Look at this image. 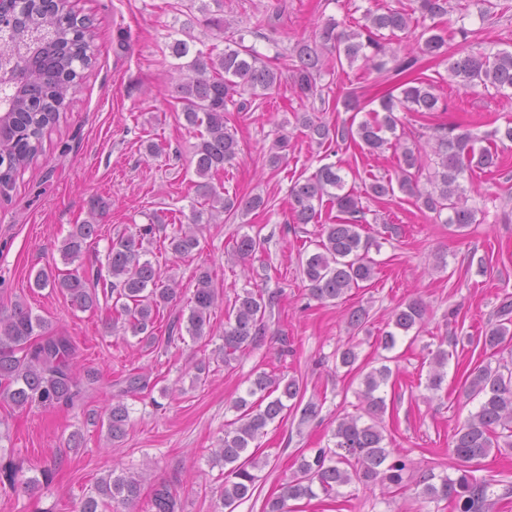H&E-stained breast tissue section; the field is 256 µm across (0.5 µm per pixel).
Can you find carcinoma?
<instances>
[{
  "mask_svg": "<svg viewBox=\"0 0 512 512\" xmlns=\"http://www.w3.org/2000/svg\"><path fill=\"white\" fill-rule=\"evenodd\" d=\"M422 17L431 19L448 15V0H419ZM200 16H193L182 25L189 30L196 25L206 27L224 37L231 22L202 5ZM0 16L6 18L0 26V42L14 45L19 60L11 72L0 76V194L6 195L16 176L26 170L43 154L45 132L56 126L67 112L70 96L89 68L94 57L92 43L85 38L89 19L79 15L70 0H0ZM412 17L398 9L388 8L381 13L370 9L354 30L336 31L331 19L321 29V48L298 41L291 48L289 66L298 95L308 98L318 94L316 83L324 65V54L336 58V64L362 61L364 66L378 72L384 70L390 41L410 31ZM244 37L228 39L222 50L212 47L196 50L191 61L176 64L179 80L173 87L175 99L181 103L186 124L199 129L195 146V182L197 201L191 205L188 223L168 241V250L187 257L199 246L197 226L203 222H223L224 214L243 215L265 206L260 196L246 199L224 193V185L215 180L224 173V165L238 153V140L227 127L225 113L245 112L251 101L248 93L258 97V91H268L281 81V52L265 61L255 48L243 45ZM417 55L393 58L394 70L403 73L415 67L418 56L440 57L447 65L448 79L463 87L481 86L497 92L512 89V51L448 53V34L433 28L423 29L415 37ZM439 97L428 81L407 82L401 98L388 97L381 101L384 115L374 116L357 128L323 123L315 114L296 112L297 125L308 131L311 141L342 142L357 139L368 152L378 153L391 144L386 134H395L398 118L396 107L407 112H436ZM433 154L436 157L427 186L420 185L423 169L421 150L405 147L401 152L395 177H372L365 186L368 198L381 199L399 189L415 200L419 207L444 217V223L460 230L474 223L477 209L468 205L461 181L472 173L496 165L497 151L481 145L483 139L470 130L448 124L434 129ZM288 158V138L275 140L268 163L279 167ZM341 167L334 163L321 166L317 172L290 188L289 205L298 224L315 220L316 205L328 198L336 207V223L322 224L314 240L315 251L299 258V266L308 282L310 296L321 303H334L349 291L363 287L376 274L377 262L370 257L371 240L362 236L364 207L361 196L344 190ZM110 208L102 197L88 201L89 219L72 225L63 239L60 252L66 263L82 255L87 243L98 236V219ZM156 225L145 224L133 233L119 234L109 242L105 263L56 277L41 270L34 279L37 288L52 286L69 297L79 310L98 307V291L112 299V322L108 328L123 331L152 342L160 309L177 295V282L171 275L145 258L143 242L153 238ZM260 248L257 238L243 234L235 241V256L244 259ZM195 288L189 305L186 326L173 323L176 331L186 329L189 336L199 339L210 311L218 300L209 270H198ZM275 303V296L245 289L236 295L227 311L224 323V345L220 349L224 363L257 344L266 333V312ZM497 320L489 324L477 343L486 351L498 352L512 342V300L503 302L496 313ZM428 318L427 307L420 300L397 306L391 313L387 330L380 337L383 349L391 351L400 334L422 329ZM456 336L440 340L436 350L429 351V371L426 387L441 389L448 360L457 347ZM75 345L69 336L46 335L45 322L32 314L23 301H16L9 311L0 312V400L23 409L33 405H63L73 408L100 389L97 370L87 368L79 373L74 369ZM341 366L362 373L357 365L354 345H345L336 352ZM392 370L387 365L363 373L359 391L361 413L339 419L332 431L333 445L312 448L300 456L296 470L282 484L281 493L265 501L262 512H295L288 501L311 500L319 495L332 498L339 489L352 485L382 486L403 489L405 476L411 468L407 455L387 447L381 426L387 410L382 389L388 384ZM123 387L112 396L105 410L108 434L116 440L126 434L130 411L123 398L140 394L149 388L142 374H128ZM301 387L296 379L276 377L260 372L250 380L246 396L235 400L238 412L231 428L224 431L216 460L224 461V482L216 488L217 497L228 512L253 494L258 471L264 469L267 458L252 450V444L265 432L284 410L286 402L299 398ZM464 395L478 400L479 406L454 435L452 454L461 463L457 475L422 473L414 483V494L424 500L454 505L457 512H489L493 503L489 483L471 475L468 465L488 456L492 450H512V369L505 364L487 362L473 368L466 379ZM43 479L25 475L23 468L8 464L0 469V488L18 496L32 495L41 483H49L52 472L45 470ZM143 476L132 477L110 473L97 482L95 494L84 497L76 512H106L112 502H134L140 493ZM152 512H180L177 491L167 484L154 490Z\"/></svg>",
  "mask_w": 512,
  "mask_h": 512,
  "instance_id": "1",
  "label": "carcinoma"
}]
</instances>
